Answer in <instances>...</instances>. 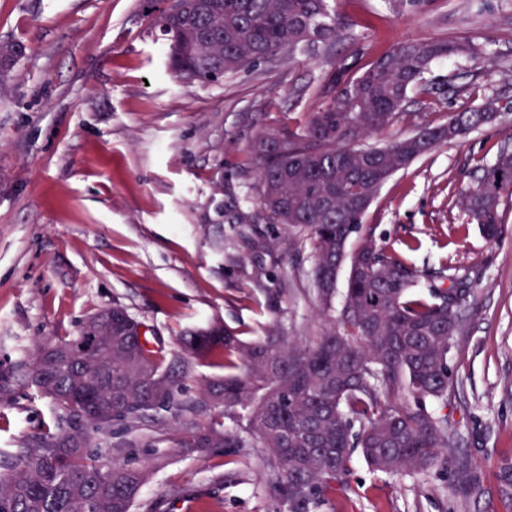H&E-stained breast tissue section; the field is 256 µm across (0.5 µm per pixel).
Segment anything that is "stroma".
Returning a JSON list of instances; mask_svg holds the SVG:
<instances>
[{"mask_svg": "<svg viewBox=\"0 0 512 512\" xmlns=\"http://www.w3.org/2000/svg\"><path fill=\"white\" fill-rule=\"evenodd\" d=\"M162 0H0V43L23 47L0 91V453L55 429L57 409L20 381L19 360L39 339L79 335L83 320L118 303L176 346L217 320L245 339L282 322L311 345L328 329L312 283L305 230L267 223L251 146L266 127L304 124L333 63L361 64L409 39L470 42L476 55L434 65L442 96L414 94L408 117L366 143L379 146L497 98L512 100V0H425L399 13L386 0H338L355 36L331 48L215 82L175 77L151 24ZM512 114L441 145L394 174L361 220V234L404 254L414 269H450L475 282L448 356L453 450L484 480L455 501L446 470L399 478L353 456L344 489L306 512H512L500 493L512 468V195L496 239L462 206L476 166L492 163ZM221 361L196 365L180 415L151 412L135 431L116 424L100 463L146 466L135 512H299L277 490L262 448L182 447L183 437L244 412L198 405Z\"/></svg>", "mask_w": 512, "mask_h": 512, "instance_id": "obj_1", "label": "stroma"}]
</instances>
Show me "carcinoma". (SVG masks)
<instances>
[{"label":"carcinoma","instance_id":"1","mask_svg":"<svg viewBox=\"0 0 512 512\" xmlns=\"http://www.w3.org/2000/svg\"><path fill=\"white\" fill-rule=\"evenodd\" d=\"M171 15L156 14L170 69L203 81L266 61L285 50L331 45L347 37L336 0H179ZM467 41L423 37L404 41L368 66L339 62L315 90L318 110L301 126L263 133L254 145L259 203L271 224L310 229L313 284L333 309L346 243L395 173L438 145L512 112L497 99L419 125L383 146L362 141L392 126L413 93H442L431 78L440 60L471 53ZM464 193L463 206L489 238L498 235L504 194H512V152L502 150ZM421 275L371 236L360 238L349 258L344 302L330 332L310 347L288 342L280 327L243 340L214 322L190 330L165 353L142 323L114 305L112 335L100 337L96 357L46 365L52 345L66 350L72 338L36 344L20 361L21 377L51 398L59 416L49 432L0 465V512H132L145 472L126 462L98 463L87 448L102 447L112 426L132 423L176 403L194 361L219 359L235 373L200 390L230 410H247L239 431L210 428L190 434L186 448L267 449L277 460L282 496L304 506L327 489L344 486L353 453L370 469L392 476L427 475L451 464L452 493L468 500L482 489V474L463 453L448 456V355L462 326L468 276L445 287L429 276L428 296L415 297ZM430 398L440 409L400 403ZM360 430H355V424Z\"/></svg>","mask_w":512,"mask_h":512}]
</instances>
